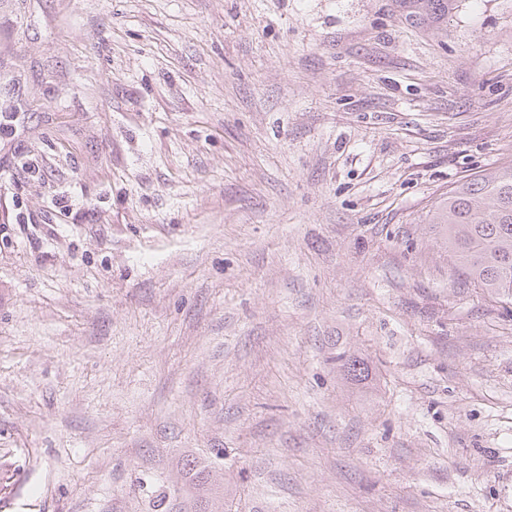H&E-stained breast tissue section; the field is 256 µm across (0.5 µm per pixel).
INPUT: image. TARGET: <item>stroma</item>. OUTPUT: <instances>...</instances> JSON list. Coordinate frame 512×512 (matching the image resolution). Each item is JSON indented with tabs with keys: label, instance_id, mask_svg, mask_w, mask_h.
Listing matches in <instances>:
<instances>
[{
	"label": "stroma",
	"instance_id": "35a3bbf8",
	"mask_svg": "<svg viewBox=\"0 0 512 512\" xmlns=\"http://www.w3.org/2000/svg\"><path fill=\"white\" fill-rule=\"evenodd\" d=\"M0 115V512H512V304L424 222L512 0H0Z\"/></svg>",
	"mask_w": 512,
	"mask_h": 512
}]
</instances>
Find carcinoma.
Listing matches in <instances>:
<instances>
[{
    "label": "carcinoma",
    "instance_id": "1",
    "mask_svg": "<svg viewBox=\"0 0 512 512\" xmlns=\"http://www.w3.org/2000/svg\"><path fill=\"white\" fill-rule=\"evenodd\" d=\"M429 224L448 249L451 270L512 304V161L449 189Z\"/></svg>",
    "mask_w": 512,
    "mask_h": 512
}]
</instances>
